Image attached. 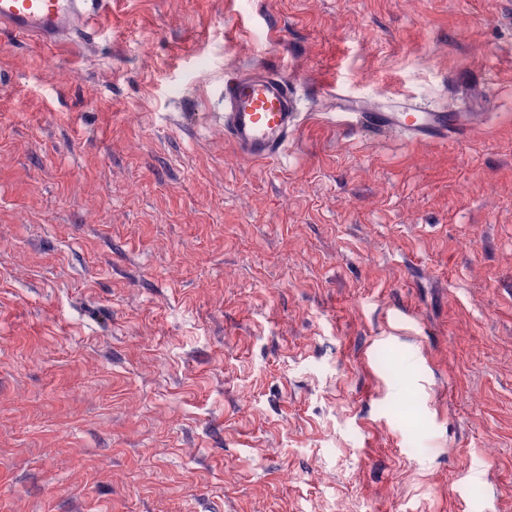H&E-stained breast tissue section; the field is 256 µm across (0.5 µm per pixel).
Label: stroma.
<instances>
[{"instance_id": "stroma-1", "label": "stroma", "mask_w": 512, "mask_h": 512, "mask_svg": "<svg viewBox=\"0 0 512 512\" xmlns=\"http://www.w3.org/2000/svg\"><path fill=\"white\" fill-rule=\"evenodd\" d=\"M317 112L224 142L232 69ZM322 120L321 86L470 109ZM0 512H512V0H108L0 29ZM107 0H0V28L42 44L73 42L89 32ZM336 99V112L346 114L348 122L357 128L382 137L399 132L407 142L444 141L448 135L462 140L475 124V112H448V109L427 110L411 99L391 100L374 105L376 99L357 97L336 86L322 89Z\"/></svg>"}]
</instances>
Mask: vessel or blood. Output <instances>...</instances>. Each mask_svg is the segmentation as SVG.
<instances>
[{"label": "vessel or blood", "instance_id": "obj_1", "mask_svg": "<svg viewBox=\"0 0 512 512\" xmlns=\"http://www.w3.org/2000/svg\"><path fill=\"white\" fill-rule=\"evenodd\" d=\"M107 0H0V28L39 40L63 44L89 32ZM224 138L249 162L278 157L302 123L301 101L293 79L274 66L248 67L227 80ZM336 111L350 124L382 137L400 133L406 141L463 139L473 127L471 112L428 110L403 98L386 104L336 90Z\"/></svg>", "mask_w": 512, "mask_h": 512}]
</instances>
